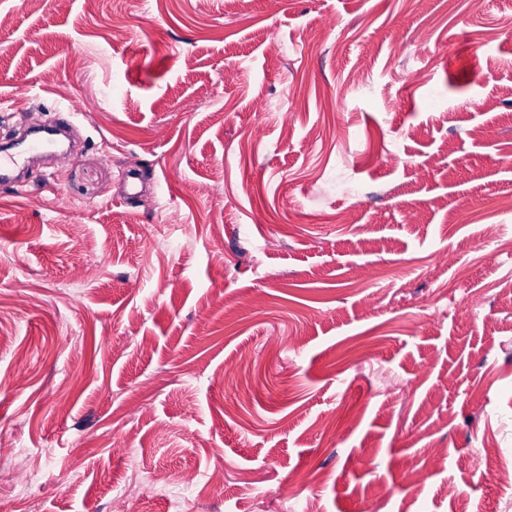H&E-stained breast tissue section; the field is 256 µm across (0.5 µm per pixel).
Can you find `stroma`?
I'll use <instances>...</instances> for the list:
<instances>
[{
  "label": "stroma",
  "mask_w": 512,
  "mask_h": 512,
  "mask_svg": "<svg viewBox=\"0 0 512 512\" xmlns=\"http://www.w3.org/2000/svg\"><path fill=\"white\" fill-rule=\"evenodd\" d=\"M1 13L0 512H512V0ZM48 147L49 143L46 140L34 138L27 144L25 150L22 152L9 153L1 151L0 182L3 185L14 184L16 180L13 177V171L19 166L21 157L23 156L24 161H28L32 156L42 154Z\"/></svg>",
  "instance_id": "35a3bbf8"
}]
</instances>
